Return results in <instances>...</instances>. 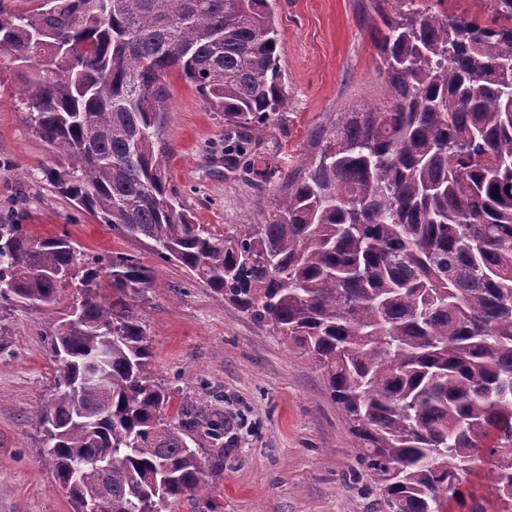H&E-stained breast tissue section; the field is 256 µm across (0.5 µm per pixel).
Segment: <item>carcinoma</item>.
Instances as JSON below:
<instances>
[{
    "mask_svg": "<svg viewBox=\"0 0 512 512\" xmlns=\"http://www.w3.org/2000/svg\"><path fill=\"white\" fill-rule=\"evenodd\" d=\"M37 2L0 4V82L35 88L22 104L56 154V191L315 366L389 512H461L485 464L494 512H512V0H490L487 18L415 0L391 16L375 0L387 104L338 113L283 177L275 219L222 233L170 187L163 78L176 72L233 127L279 120L270 0ZM78 256L65 232L0 224V304H55ZM152 281L126 254L86 262L79 313L50 336L54 385L35 421L75 512L90 494L112 512L209 495L196 448L222 440L224 421L182 406L165 420L172 396L135 305ZM99 358L104 385L76 392Z\"/></svg>",
    "mask_w": 512,
    "mask_h": 512,
    "instance_id": "carcinoma-1",
    "label": "carcinoma"
}]
</instances>
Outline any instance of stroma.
<instances>
[{"mask_svg": "<svg viewBox=\"0 0 512 512\" xmlns=\"http://www.w3.org/2000/svg\"><path fill=\"white\" fill-rule=\"evenodd\" d=\"M280 65L287 103L278 122L248 132L255 170L287 172L311 153L337 113L379 108L386 100L372 39L381 20L371 0H276ZM168 109L162 138L168 173L196 223L266 224L275 215L278 180L244 167L227 169L224 146L235 138L177 74L165 77ZM25 84L0 83V220L40 234L67 231L82 256L123 253L154 269L138 307L155 375L174 401L200 418L224 419V443H205L210 496L176 512H385L357 457V442L320 372L268 328L253 322L147 244L78 213L46 181L56 161L30 130L20 98ZM77 289H60L54 309L0 310V512H74L68 491L42 465L43 435L33 419L51 394L47 338Z\"/></svg>", "mask_w": 512, "mask_h": 512, "instance_id": "stroma-1", "label": "stroma"}]
</instances>
